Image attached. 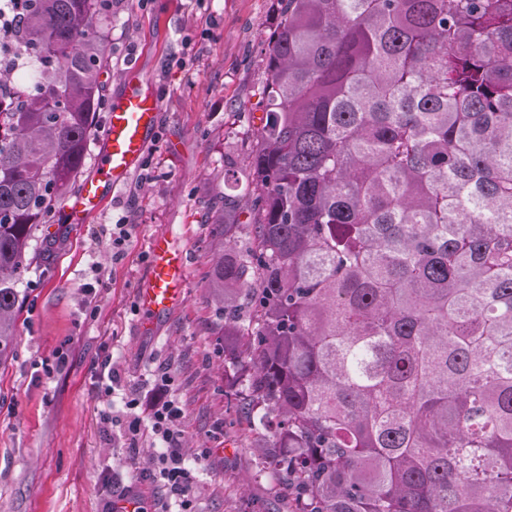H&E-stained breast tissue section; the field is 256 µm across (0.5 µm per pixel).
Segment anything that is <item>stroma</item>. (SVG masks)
<instances>
[{
  "mask_svg": "<svg viewBox=\"0 0 512 512\" xmlns=\"http://www.w3.org/2000/svg\"><path fill=\"white\" fill-rule=\"evenodd\" d=\"M277 21L276 0H112L103 98L112 102L132 82L159 95L147 148L155 176L142 182L135 168L95 221L67 223L59 208L36 233L0 364V512H108L128 495L146 512H167L149 469L150 439L129 446L124 409L98 383L104 358L125 391L170 370L189 455L211 451L194 512H293L277 449L257 451L262 438L232 396L204 281L215 247L210 204L225 174L247 172L246 114ZM127 215L136 230L116 264L110 226ZM163 232L185 250L188 281L183 301L144 332L136 296L149 275L150 242Z\"/></svg>",
  "mask_w": 512,
  "mask_h": 512,
  "instance_id": "1",
  "label": "stroma"
}]
</instances>
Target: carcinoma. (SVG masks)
Segmentation results:
<instances>
[{
    "mask_svg": "<svg viewBox=\"0 0 512 512\" xmlns=\"http://www.w3.org/2000/svg\"><path fill=\"white\" fill-rule=\"evenodd\" d=\"M10 2L0 356L110 62L108 0ZM277 2L205 273L236 400L296 512H512V0Z\"/></svg>",
    "mask_w": 512,
    "mask_h": 512,
    "instance_id": "carcinoma-1",
    "label": "carcinoma"
}]
</instances>
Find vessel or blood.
I'll return each instance as SVG.
<instances>
[{
	"instance_id": "vessel-or-blood-1",
	"label": "vessel or blood",
	"mask_w": 512,
	"mask_h": 512,
	"mask_svg": "<svg viewBox=\"0 0 512 512\" xmlns=\"http://www.w3.org/2000/svg\"><path fill=\"white\" fill-rule=\"evenodd\" d=\"M161 100L142 84L129 85L113 100L104 130V148L94 172L84 180L77 199L67 207V220L86 224L99 216L125 184L157 129ZM187 256L172 235H157L149 250V277L136 303L144 322H154L183 298Z\"/></svg>"
}]
</instances>
